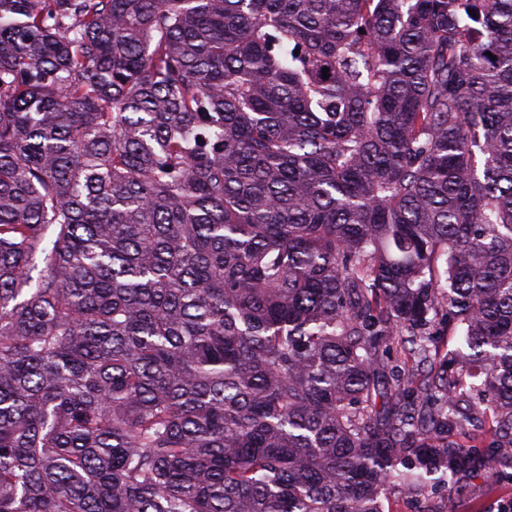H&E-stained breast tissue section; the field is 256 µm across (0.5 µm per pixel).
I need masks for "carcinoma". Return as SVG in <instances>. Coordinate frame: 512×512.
<instances>
[{"mask_svg":"<svg viewBox=\"0 0 512 512\" xmlns=\"http://www.w3.org/2000/svg\"><path fill=\"white\" fill-rule=\"evenodd\" d=\"M509 456L512 0H0V512Z\"/></svg>","mask_w":512,"mask_h":512,"instance_id":"carcinoma-1","label":"carcinoma"}]
</instances>
